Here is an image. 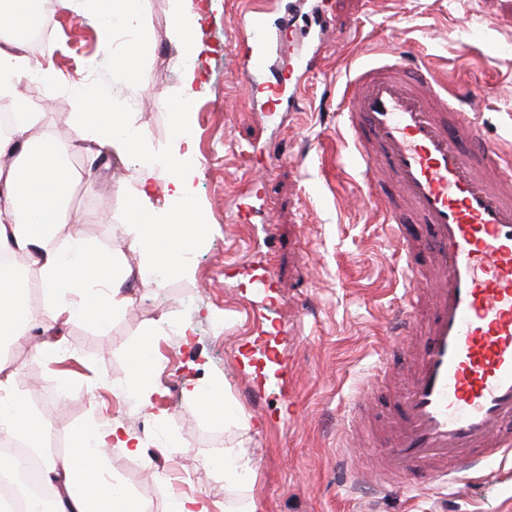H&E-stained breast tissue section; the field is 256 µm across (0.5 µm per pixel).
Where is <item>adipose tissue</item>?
Wrapping results in <instances>:
<instances>
[{
	"instance_id": "obj_1",
	"label": "adipose tissue",
	"mask_w": 512,
	"mask_h": 512,
	"mask_svg": "<svg viewBox=\"0 0 512 512\" xmlns=\"http://www.w3.org/2000/svg\"><path fill=\"white\" fill-rule=\"evenodd\" d=\"M59 9L81 15L100 33L98 55L92 68H111L124 80L146 85L141 47L147 23L140 0H57ZM43 0H0V96L11 98L16 119L0 133V255H24L39 272L45 301L42 308L27 307L17 272L0 268V337L19 339L31 328L52 335L59 321L105 322L123 310L128 297L122 289L125 272L111 253L88 243L79 231L65 240L52 232L65 207L74 174L68 165L72 144L50 136L32 137L41 113L17 91L24 80L38 79L49 90H65L72 99L70 120L89 142L108 147L116 155L136 154L141 165L160 172L169 204L151 208L150 185L140 181L129 187L138 202L130 221L132 250L144 255L142 275L158 270L182 275L192 271L191 257L200 239L205 211L191 192L196 169L179 147L161 149L145 140L135 113L119 112L114 100L102 97L84 79L62 80L50 67L32 66L24 46L42 11ZM131 31L136 51H116L119 30ZM155 325H147L134 353L133 378L142 405H150L158 391L156 363L151 351L157 340ZM20 432L41 458L44 483L54 492L52 512H147L144 502L123 491L105 467L107 447L137 456L141 440L121 422H112L107 435H99L87 422L72 432V444L59 456L42 448L43 430L29 426L27 410L16 389V377L0 376V430ZM94 458L84 468L85 458Z\"/></svg>"
}]
</instances>
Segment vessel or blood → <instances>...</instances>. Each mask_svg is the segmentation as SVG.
I'll return each mask as SVG.
<instances>
[{
    "mask_svg": "<svg viewBox=\"0 0 512 512\" xmlns=\"http://www.w3.org/2000/svg\"><path fill=\"white\" fill-rule=\"evenodd\" d=\"M238 54L244 86L271 68L281 31L261 0H244ZM357 157L388 173L400 203L375 199L405 258L410 286L394 334L423 332L408 385L385 425L369 434L382 473L444 476L512 453V166L458 118L455 95L428 69L395 59L361 66L344 89ZM430 229L435 286L417 283L418 241L407 224Z\"/></svg>",
    "mask_w": 512,
    "mask_h": 512,
    "instance_id": "vessel-or-blood-1",
    "label": "vessel or blood"
}]
</instances>
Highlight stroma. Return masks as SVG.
<instances>
[{
	"instance_id": "1",
	"label": "stroma",
	"mask_w": 512,
	"mask_h": 512,
	"mask_svg": "<svg viewBox=\"0 0 512 512\" xmlns=\"http://www.w3.org/2000/svg\"><path fill=\"white\" fill-rule=\"evenodd\" d=\"M234 2L181 0L199 45L189 83L184 50L168 36L169 0H142L145 95L113 81L111 70L89 75L99 46L94 26L71 12H44L39 25L57 45L52 65L63 79L89 78L136 113L153 144H179L197 164L191 189L206 209V227L191 275L170 276L160 286L141 280V257L127 234L135 202L126 189L149 179L151 205L162 209L163 177L131 154H106L102 167L88 173L89 144L69 121V94L22 82L21 92L43 114L33 136L48 133L74 146L70 216L89 243L130 268V300L106 325H69L55 341L53 363L32 356L28 338L1 346L0 366L16 371L31 422L61 441L91 419L104 427L118 420L135 433L152 421L162 443L138 457L112 449L109 466L131 496L160 507L178 491L231 508L251 496L260 512H512V455L475 482L418 475L408 496L375 478L351 477L371 458L370 446L348 460L336 453L350 410L376 425L387 420L422 343L391 334L408 280L373 200L398 192L368 180L354 159L353 138L338 117L345 80L361 64L408 56L456 90L461 111L479 103L488 141L512 148V0H320L327 27L349 35L326 44L301 83L300 107L274 120L247 106L234 52ZM187 96L194 106L179 132L172 115ZM273 153L283 159L272 167ZM246 178L256 183L261 211L253 222L235 223L228 210ZM268 256L275 286L268 299L251 297L248 281ZM149 323L159 330V392L146 408L123 402L117 388L132 376L133 351ZM185 325L192 329L186 340ZM380 365L384 378L370 384ZM219 377L251 428L203 420L186 400L185 390L208 389ZM226 444L253 460L255 477L225 492L211 484L204 451ZM162 471L176 476L175 485L158 480Z\"/></svg>"
}]
</instances>
